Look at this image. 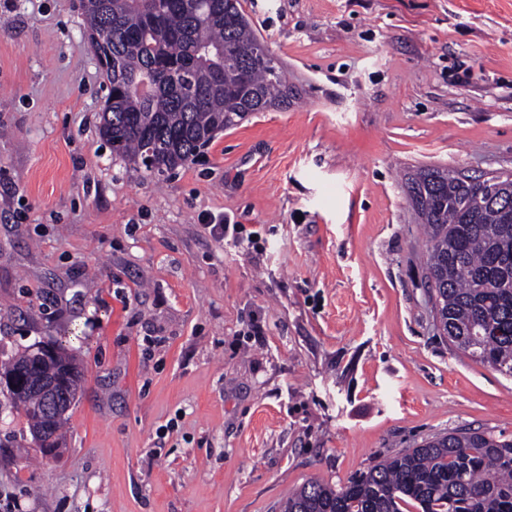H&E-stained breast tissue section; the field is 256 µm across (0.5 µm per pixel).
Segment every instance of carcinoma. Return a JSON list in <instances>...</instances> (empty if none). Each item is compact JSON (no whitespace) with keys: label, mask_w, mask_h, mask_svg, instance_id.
Returning a JSON list of instances; mask_svg holds the SVG:
<instances>
[{"label":"carcinoma","mask_w":512,"mask_h":512,"mask_svg":"<svg viewBox=\"0 0 512 512\" xmlns=\"http://www.w3.org/2000/svg\"><path fill=\"white\" fill-rule=\"evenodd\" d=\"M85 29L106 79L99 133L112 154L155 175L193 161L216 133L252 112L285 111L296 98L283 65L252 55L259 38L240 0H80ZM158 145L146 162L150 144ZM408 190L428 245L434 320L456 348L512 375V179L487 184L420 167ZM70 397L83 373L62 345L0 365V381L42 426L34 392L12 387L58 368ZM282 512H512V438L479 429L443 433L386 457L337 487L309 480Z\"/></svg>","instance_id":"carcinoma-1"}]
</instances>
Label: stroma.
I'll use <instances>...</instances> for the list:
<instances>
[{"mask_svg": "<svg viewBox=\"0 0 512 512\" xmlns=\"http://www.w3.org/2000/svg\"><path fill=\"white\" fill-rule=\"evenodd\" d=\"M241 4L298 95L154 178L99 134L78 0H0V361L57 341L84 370L53 455L0 393V512H281L512 436V377L435 324L405 184L512 175V0Z\"/></svg>", "mask_w": 512, "mask_h": 512, "instance_id": "35a3bbf8", "label": "stroma"}]
</instances>
